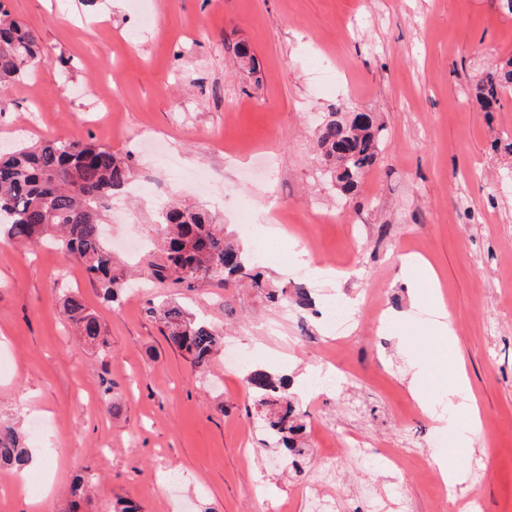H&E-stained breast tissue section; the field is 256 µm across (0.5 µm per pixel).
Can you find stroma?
<instances>
[{
  "label": "stroma",
  "instance_id": "1",
  "mask_svg": "<svg viewBox=\"0 0 512 512\" xmlns=\"http://www.w3.org/2000/svg\"><path fill=\"white\" fill-rule=\"evenodd\" d=\"M40 38L48 60L0 87V148L74 134L134 155L131 193L105 217L116 275L139 271L104 301L83 266L45 242L0 237V422L48 466L26 482L0 475V512H310L302 486L331 472L344 512H367L364 490L407 512H512V89L494 111L470 93L512 57V12L502 0H0ZM248 44L257 67L241 66ZM378 116L380 162L342 200L315 149L317 126L340 106ZM208 209L254 250L242 222L264 223L284 257L263 262V289L246 282L194 289L153 282L156 211L170 200ZM439 275L454 336L444 372L411 386L412 361L436 310L409 286L402 259ZM329 268L317 293L344 298L348 333L320 312L267 293L303 287L290 261ZM81 296L107 332L101 358L61 314ZM168 296L224 332L208 372H195L145 309ZM304 379L321 360L339 380L298 392L311 433L310 470L289 474L263 444V421L229 357ZM461 367V401L447 370ZM457 422L476 406L485 437L463 456L431 447L442 430L426 404ZM256 433L244 448L246 425ZM402 449L397 471L359 464ZM466 475L448 488L439 461ZM88 497L71 493L76 476Z\"/></svg>",
  "mask_w": 512,
  "mask_h": 512
}]
</instances>
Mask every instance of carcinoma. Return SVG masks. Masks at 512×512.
Listing matches in <instances>:
<instances>
[{
  "label": "carcinoma",
  "instance_id": "1",
  "mask_svg": "<svg viewBox=\"0 0 512 512\" xmlns=\"http://www.w3.org/2000/svg\"><path fill=\"white\" fill-rule=\"evenodd\" d=\"M44 60L37 36L0 7V82L15 81ZM509 86L512 58L487 70L472 94L489 112ZM384 140V126L369 113L333 117L318 127L317 148L338 193L346 197L356 193L365 173L378 162ZM132 175L130 155H117L78 135L47 138L0 153V232L19 243L33 239L55 242L81 262L89 280L110 301L121 283L112 274L104 217L112 194L123 189ZM160 224L164 248L161 258L150 264L159 283L194 288L200 282L224 285L247 278L255 287H262L255 260L238 243L224 237V226L207 211L169 203L162 208ZM63 310L102 355L112 353L98 318L78 294H64ZM148 313L161 324L166 340L186 354L191 366L205 372L221 342L217 328L174 302L153 305ZM246 383L257 404L279 406L269 418L264 446L284 449L292 468L302 472L304 425L297 422L288 393L289 379L254 371ZM28 456L29 448L16 428L0 423V467L20 468Z\"/></svg>",
  "mask_w": 512,
  "mask_h": 512
}]
</instances>
